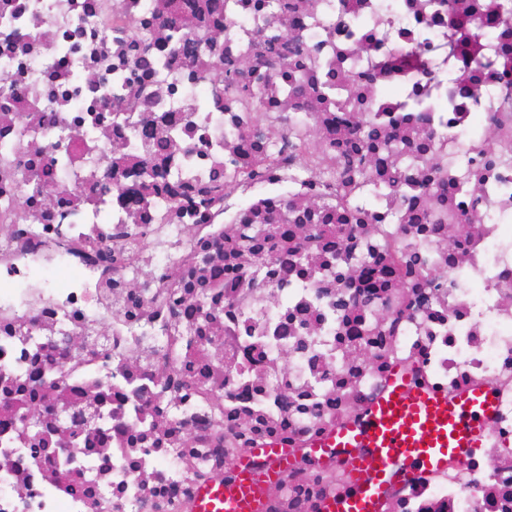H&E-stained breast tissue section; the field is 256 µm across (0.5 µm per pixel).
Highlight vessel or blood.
Segmentation results:
<instances>
[{
    "mask_svg": "<svg viewBox=\"0 0 512 512\" xmlns=\"http://www.w3.org/2000/svg\"><path fill=\"white\" fill-rule=\"evenodd\" d=\"M496 407L486 385L450 399L415 386L409 371L395 369L382 397L354 426L335 429L311 445V454L337 451L347 461L348 490L327 499L322 512H380L395 483L423 470L444 469L449 459L465 461L480 447L484 424ZM265 469L241 459L230 481H211L198 491L196 512H263L266 490L293 458L287 446L268 451Z\"/></svg>",
    "mask_w": 512,
    "mask_h": 512,
    "instance_id": "b4317fda",
    "label": "vessel or blood"
}]
</instances>
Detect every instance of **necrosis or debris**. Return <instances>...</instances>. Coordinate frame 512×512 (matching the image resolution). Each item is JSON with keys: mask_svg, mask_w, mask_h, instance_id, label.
<instances>
[{"mask_svg": "<svg viewBox=\"0 0 512 512\" xmlns=\"http://www.w3.org/2000/svg\"><path fill=\"white\" fill-rule=\"evenodd\" d=\"M189 2L192 53L163 0H0V512H194L273 442L265 512H320L399 365L497 408L381 512H512V0Z\"/></svg>", "mask_w": 512, "mask_h": 512, "instance_id": "necrosis-or-debris-1", "label": "necrosis or debris"}]
</instances>
